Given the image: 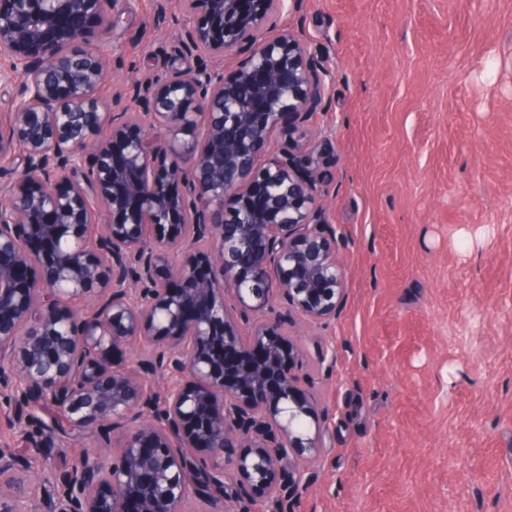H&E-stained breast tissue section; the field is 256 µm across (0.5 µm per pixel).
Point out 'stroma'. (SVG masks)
Returning <instances> with one entry per match:
<instances>
[{"mask_svg":"<svg viewBox=\"0 0 512 512\" xmlns=\"http://www.w3.org/2000/svg\"><path fill=\"white\" fill-rule=\"evenodd\" d=\"M180 0H119L103 101L186 66ZM346 270L299 337L324 445L291 512H512V0H303ZM334 360H318L321 348Z\"/></svg>","mask_w":512,"mask_h":512,"instance_id":"stroma-1","label":"stroma"}]
</instances>
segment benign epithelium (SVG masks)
I'll return each instance as SVG.
<instances>
[{
    "label": "benign epithelium",
    "mask_w": 512,
    "mask_h": 512,
    "mask_svg": "<svg viewBox=\"0 0 512 512\" xmlns=\"http://www.w3.org/2000/svg\"><path fill=\"white\" fill-rule=\"evenodd\" d=\"M286 0H183L195 65L104 111L112 0H0V512H288L321 454L275 302L336 318L345 268L304 126L325 95ZM244 54L234 75L208 61ZM284 142H272L275 132ZM148 377H175L149 387ZM120 431L39 495L38 438Z\"/></svg>",
    "instance_id": "1"
}]
</instances>
